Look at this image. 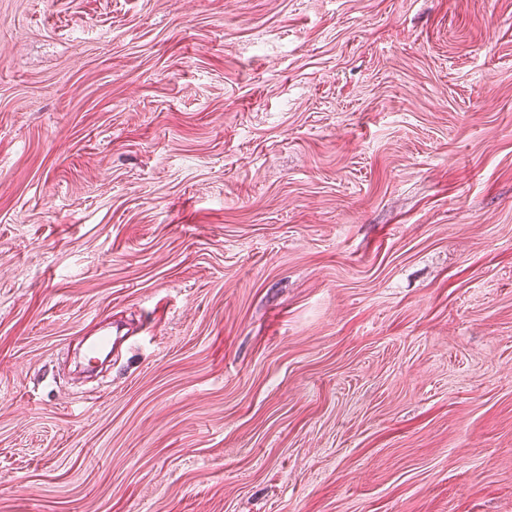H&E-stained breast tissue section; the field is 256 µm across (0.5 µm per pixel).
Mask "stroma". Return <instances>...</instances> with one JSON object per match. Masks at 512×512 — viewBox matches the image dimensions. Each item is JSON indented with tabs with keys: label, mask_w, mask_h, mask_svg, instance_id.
I'll use <instances>...</instances> for the list:
<instances>
[{
	"label": "stroma",
	"mask_w": 512,
	"mask_h": 512,
	"mask_svg": "<svg viewBox=\"0 0 512 512\" xmlns=\"http://www.w3.org/2000/svg\"><path fill=\"white\" fill-rule=\"evenodd\" d=\"M0 512H512V0H0Z\"/></svg>",
	"instance_id": "obj_1"
}]
</instances>
